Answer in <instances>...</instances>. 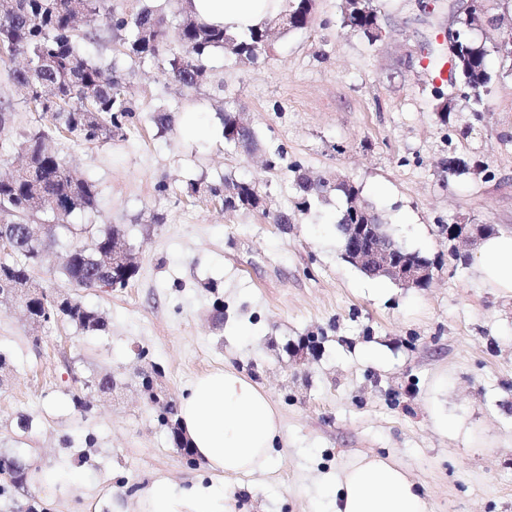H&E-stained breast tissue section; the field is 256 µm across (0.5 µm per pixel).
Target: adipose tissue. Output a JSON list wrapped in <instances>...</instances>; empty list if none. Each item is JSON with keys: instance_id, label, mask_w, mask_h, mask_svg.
I'll return each instance as SVG.
<instances>
[{"instance_id": "1", "label": "adipose tissue", "mask_w": 512, "mask_h": 512, "mask_svg": "<svg viewBox=\"0 0 512 512\" xmlns=\"http://www.w3.org/2000/svg\"><path fill=\"white\" fill-rule=\"evenodd\" d=\"M197 21L240 35L267 24L283 0H188ZM479 273L490 287L512 292V233L486 237ZM176 420L192 453L220 478L269 471L282 437L281 418L269 396L232 369L199 376L185 389ZM334 512H428L409 474L392 460L363 456L326 487ZM143 512H224V495L214 486L175 489L166 482L149 491Z\"/></svg>"}]
</instances>
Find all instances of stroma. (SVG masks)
I'll use <instances>...</instances> for the list:
<instances>
[{
  "mask_svg": "<svg viewBox=\"0 0 512 512\" xmlns=\"http://www.w3.org/2000/svg\"><path fill=\"white\" fill-rule=\"evenodd\" d=\"M462 2L372 0V42L343 25L344 0H314L308 27L275 35L255 64L214 51L194 114L157 68L125 61L135 110L125 137L52 139L96 186V210L70 223L118 229L139 270L127 288L80 291L102 331L36 328L0 304V454L25 473L21 485L0 478V512H141L156 481L210 484L171 435L182 391L223 367L259 384L283 425L273 471L225 480L226 512H328L322 479L363 455L405 468L429 512H512V293L481 282L478 246L448 238L452 224L512 231V57L497 31L471 30L490 63L483 110L457 98L446 117L422 63L446 53ZM229 97L256 131L254 154L224 142ZM1 101L15 112L0 173L41 123L0 65ZM161 107L173 115L163 133L149 121ZM278 148L285 169L266 168ZM293 164L359 187L392 237L432 263L428 287L375 283L345 261L344 196L297 212ZM227 177L259 186L266 212L188 192ZM279 212L292 223H272ZM96 374L115 379L114 396L91 392ZM436 406L455 422L448 432L434 427ZM64 459L73 484L36 482Z\"/></svg>",
  "mask_w": 512,
  "mask_h": 512,
  "instance_id": "1",
  "label": "stroma"
}]
</instances>
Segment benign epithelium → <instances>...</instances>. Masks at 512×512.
Instances as JSON below:
<instances>
[{
    "mask_svg": "<svg viewBox=\"0 0 512 512\" xmlns=\"http://www.w3.org/2000/svg\"><path fill=\"white\" fill-rule=\"evenodd\" d=\"M461 31L448 32V62L455 64L464 47ZM488 228L482 224H450L448 238L472 243L482 239ZM343 257L363 270L385 276L405 288H424L433 279V266L414 259L395 239L379 233V225L364 222L346 224L343 231ZM136 261L131 247L120 237L112 241V287H117L120 278L134 271ZM36 303L31 305L28 318L41 326L50 313L57 309V299L43 290L37 291Z\"/></svg>",
    "mask_w": 512,
    "mask_h": 512,
    "instance_id": "benign-epithelium-1",
    "label": "benign epithelium"
}]
</instances>
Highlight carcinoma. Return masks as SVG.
Segmentation results:
<instances>
[{
    "mask_svg": "<svg viewBox=\"0 0 512 512\" xmlns=\"http://www.w3.org/2000/svg\"><path fill=\"white\" fill-rule=\"evenodd\" d=\"M314 0H289L288 9L264 27L243 35H231L220 27L199 23L186 15L179 23V45L170 46L162 9L144 3L131 14L112 9V0H0V55L12 61L26 60L11 69L15 83L26 89L24 102L31 112L49 119L50 126L37 127L22 135L24 163L0 176V234L11 235L16 219L31 213H46L56 226L66 227L77 209L92 210L97 199L92 182L73 175L62 164L48 142L56 135L75 142L95 143L124 136L134 111L118 61L157 67L185 95L196 92L207 79L205 61L220 49L241 64H251L267 53L272 31L301 30L308 26ZM343 24L374 39L379 28L377 12L366 0L361 6L346 0ZM118 36V48L108 64L85 54L83 45L98 41L102 33ZM457 75L472 111H478L491 80L487 50L471 40L457 60ZM238 111L229 101L224 109L223 134L227 144L245 153L257 147L253 128L236 126ZM299 198L297 209L323 200L330 191H340L345 200L360 195V189L342 181L336 185L326 177L317 180L299 173L294 179ZM214 196L224 197L227 210L249 209L267 215L264 196L254 183L232 178L210 187ZM115 229L93 233L94 247L73 244L62 267L70 288L92 289L112 286V236ZM48 260L44 243L15 238L11 249L0 255V279L14 288H29L33 266ZM63 319L85 331L105 327L99 313L78 299L58 298Z\"/></svg>",
    "mask_w": 512,
    "mask_h": 512,
    "instance_id": "cac0c4a2",
    "label": "carcinoma"
}]
</instances>
